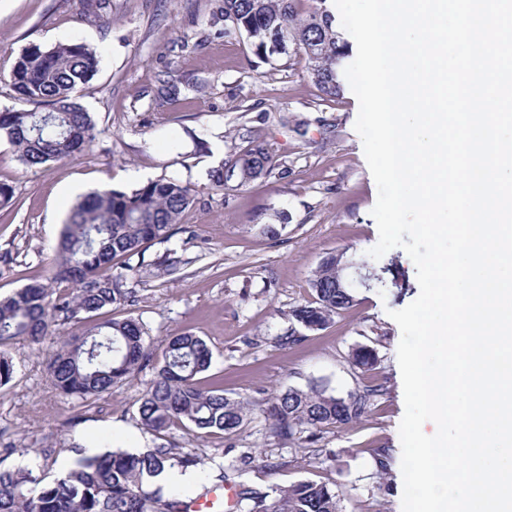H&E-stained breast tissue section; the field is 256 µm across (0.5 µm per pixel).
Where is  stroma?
<instances>
[{"instance_id": "obj_1", "label": "stroma", "mask_w": 512, "mask_h": 512, "mask_svg": "<svg viewBox=\"0 0 512 512\" xmlns=\"http://www.w3.org/2000/svg\"><path fill=\"white\" fill-rule=\"evenodd\" d=\"M222 5L0 0V70L32 43L80 40L100 52L97 75L77 93L96 124L85 151L30 169L0 138V183L13 190L0 205V297L50 277L63 225L85 194L162 177L190 183L194 202L176 233L130 258L126 285L137 300L113 315L138 318L157 350L179 330L201 336L213 352L201 383L250 401L245 426L233 441L220 431L144 429L137 408L156 376L152 362L88 401L60 394L47 359L74 327L59 317L42 350L20 344L9 351L15 377L0 388V446L38 449L35 467L53 475L90 444L131 453L165 446L196 454L211 469L248 448L254 461L244 480L254 487L314 481L336 491L343 512H402L401 331L390 313L418 297L415 265L404 249L389 250L383 259L396 263L394 278L355 288L354 306L327 328L280 343L293 325L290 310L314 299L310 282L321 260L337 251L364 260L377 244L378 190L355 129L352 90L325 101L303 63H251L243 43L225 35ZM253 139L268 146L273 171L244 190L214 189L208 171ZM275 222L277 238L262 234L261 225ZM360 345L377 352L371 371L347 360ZM314 382L342 397L373 384L383 392L360 421L322 429L317 444L270 437L260 403Z\"/></svg>"}]
</instances>
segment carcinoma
<instances>
[{
    "label": "carcinoma",
    "instance_id": "carcinoma-1",
    "mask_svg": "<svg viewBox=\"0 0 512 512\" xmlns=\"http://www.w3.org/2000/svg\"><path fill=\"white\" fill-rule=\"evenodd\" d=\"M326 2L224 0V35L242 37L249 52L271 66L285 55L301 58L321 97L334 101L343 91L350 49ZM280 37L288 39L284 55L273 48ZM99 65L97 51L79 40L48 50L33 44L15 59L9 82L30 108L1 110L0 137L17 149L25 166L70 158L94 140L95 123L75 93L94 78ZM274 167L269 149L250 141L213 169L210 180L222 191L243 190ZM192 201L191 186L176 178L150 180L129 191L105 186L79 201L63 225L52 276L0 298V387L15 376L7 349L21 343L40 345L58 316L80 328L49 356L51 382L65 396L84 401L108 393L149 361L152 351L138 319L101 321L98 316L107 308L135 302V289L125 287V276L114 269L144 253L148 244L170 239ZM58 282L73 288L60 293L53 288ZM311 288L314 301L289 313L308 331L325 328L354 306L351 289L337 283L334 253L320 262ZM377 361L370 346L348 354L349 364L363 372ZM211 363L209 346L195 333L183 330L168 336L156 377L138 400L141 425L155 433L180 424L200 435L214 430L236 434L250 411L249 402L201 386L199 376ZM381 394L380 385H366L346 397L322 385L306 391L288 388L267 402L270 434L290 440L306 430L314 441L322 429L346 426L368 414ZM173 469L199 477L204 496L234 484L238 501L251 502L250 512H343L336 491L324 484L301 481L262 492L240 481L239 469L221 466L213 475L199 456L164 446L144 453L110 449L52 477L36 475L28 467L0 469V512H187L178 488L157 482L162 472Z\"/></svg>",
    "mask_w": 512,
    "mask_h": 512
}]
</instances>
